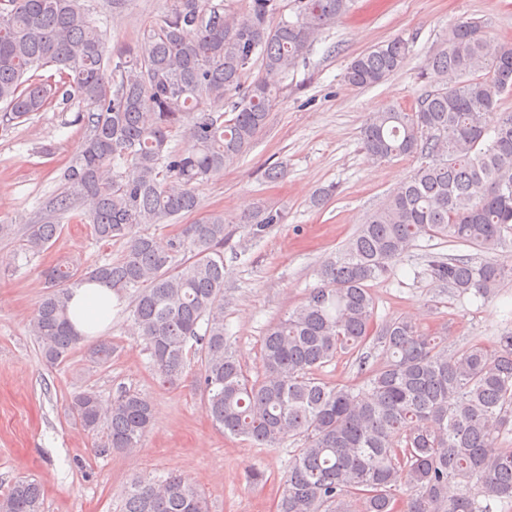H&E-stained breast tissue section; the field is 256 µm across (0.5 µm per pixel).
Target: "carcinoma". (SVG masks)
<instances>
[{
	"instance_id": "carcinoma-1",
	"label": "carcinoma",
	"mask_w": 512,
	"mask_h": 512,
	"mask_svg": "<svg viewBox=\"0 0 512 512\" xmlns=\"http://www.w3.org/2000/svg\"><path fill=\"white\" fill-rule=\"evenodd\" d=\"M353 0H294L296 20L271 23L280 0H174L143 31L145 54L105 46L103 30L79 0H0V119L24 121L59 99H79L90 130L55 197L60 216L79 197L97 241L119 242L102 264L52 267L48 291L30 321L42 356L57 365L82 337L68 316L73 289L97 282L135 293L131 318L158 380L174 386L188 355L213 424L258 448L298 441L275 512H492L512 501V333L448 352L441 332L398 317L375 322L368 283L389 274L427 235L488 254L429 256L433 283L484 300L512 280V45L485 22L461 20L427 59L440 86L409 111L373 112L360 130L373 161L411 157L418 166L394 187L342 250L318 268V283L266 330L262 369L252 376L224 336V214L184 224L156 247L146 226L191 214L197 185L233 164L267 124L288 73L320 32ZM410 53L395 37L355 57L343 79L372 87L400 71ZM261 74L247 75L255 63ZM186 141L181 148L174 138ZM282 212L244 217L252 238L283 222ZM60 225L32 224L25 250L39 253ZM380 350L369 368L367 343ZM339 353L359 355L361 384L331 386L315 372ZM96 364L112 344L87 348ZM69 412L90 432L108 430V448L137 450L153 420L152 403L122 390L105 405L93 391L74 395ZM41 486L20 479L0 497V512H42ZM124 512H209L182 474L134 480Z\"/></svg>"
}]
</instances>
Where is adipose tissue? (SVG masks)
<instances>
[{
	"label": "adipose tissue",
	"mask_w": 512,
	"mask_h": 512,
	"mask_svg": "<svg viewBox=\"0 0 512 512\" xmlns=\"http://www.w3.org/2000/svg\"><path fill=\"white\" fill-rule=\"evenodd\" d=\"M117 297L98 283H87L75 289L69 301V319L82 336L95 337L104 333L112 324V312Z\"/></svg>",
	"instance_id": "1"
}]
</instances>
